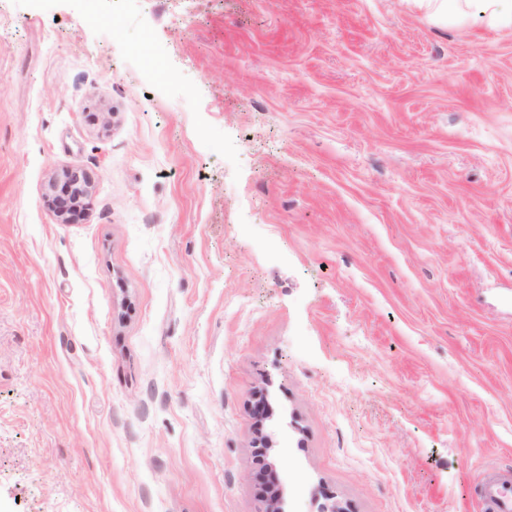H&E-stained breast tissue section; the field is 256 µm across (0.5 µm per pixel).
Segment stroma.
<instances>
[{
    "label": "stroma",
    "mask_w": 512,
    "mask_h": 512,
    "mask_svg": "<svg viewBox=\"0 0 512 512\" xmlns=\"http://www.w3.org/2000/svg\"><path fill=\"white\" fill-rule=\"evenodd\" d=\"M261 428L286 512L512 479V27L0 0V512H263ZM67 182L63 183L61 194L57 195L51 202L52 208L57 217L60 218L61 223H68L72 217H68L67 208L65 207L62 197L72 195L73 198L81 197L88 193V182H82L76 173H68Z\"/></svg>",
    "instance_id": "35a3bbf8"
}]
</instances>
